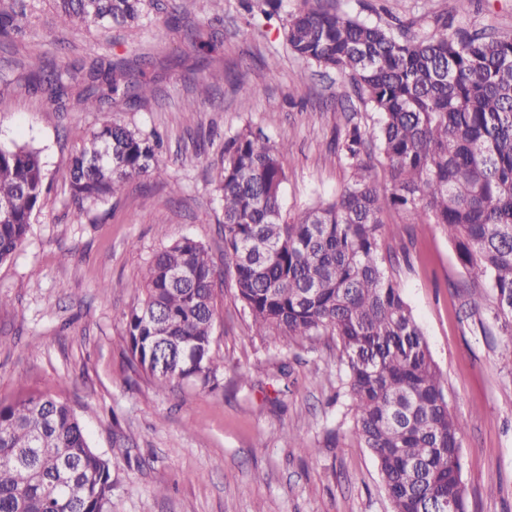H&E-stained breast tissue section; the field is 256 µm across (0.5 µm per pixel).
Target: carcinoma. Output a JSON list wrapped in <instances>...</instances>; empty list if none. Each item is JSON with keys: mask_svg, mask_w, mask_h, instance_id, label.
<instances>
[{"mask_svg": "<svg viewBox=\"0 0 512 512\" xmlns=\"http://www.w3.org/2000/svg\"><path fill=\"white\" fill-rule=\"evenodd\" d=\"M66 24L87 28L138 23L153 0H55ZM288 14L285 38L300 60L333 71L378 116L348 126L336 154L348 180L331 200L290 216L278 145L245 127L224 142L217 190L223 202L224 275L258 335L293 340L337 337L346 356L352 434L370 449L391 512H466L461 479L464 421L452 414L439 370L383 251L389 210L411 224H437L454 243L473 288H488L494 315L512 326V37L484 30L395 37L338 9L305 0ZM23 0L0 9V38L19 34ZM92 93H118L112 67L91 69ZM63 72L40 67L35 90L63 102ZM390 186L371 178L373 152ZM161 172L157 144L125 126L103 124L73 159L72 202L79 208L118 194L124 183ZM44 199L40 151L0 145V263L26 238ZM213 260L183 237L156 252L141 299L124 314L132 362L165 391L207 386L217 288ZM175 358L174 377L154 362ZM112 459L90 445L65 402L31 392L0 403V512H108Z\"/></svg>", "mask_w": 512, "mask_h": 512, "instance_id": "cac0c4a2", "label": "carcinoma"}]
</instances>
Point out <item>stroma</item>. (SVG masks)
Returning <instances> with one entry per match:
<instances>
[{
    "mask_svg": "<svg viewBox=\"0 0 512 512\" xmlns=\"http://www.w3.org/2000/svg\"><path fill=\"white\" fill-rule=\"evenodd\" d=\"M394 35L427 30L438 15L457 26L512 36V0H337ZM283 0L265 19V0H155L148 18L92 33L65 27L53 0H27V21L0 43V144L39 150L46 193L29 234L0 263V402L41 392L66 402L88 438L112 460V512H390L371 451L353 436L344 354L334 336L294 341L254 335L224 284L211 354L214 386L157 392L124 351L123 315L155 252L183 237L224 263L217 177L224 140L243 127L284 142L282 203L294 214L340 192L348 172L334 151L344 133L341 81L295 58L286 44ZM197 28L198 52L170 15ZM67 69L62 104L33 91L35 56ZM120 85L149 82L138 107L125 96L89 111L93 62ZM276 78H269V70ZM247 86L258 94L244 95ZM197 109L183 111L186 100ZM159 142L161 177L128 180L116 197L76 208L71 158L103 122ZM384 244L395 275L444 380L461 439L467 512H512V368L499 360L512 329L494 320L489 289L469 288L447 233L389 212ZM296 435L316 450L287 446Z\"/></svg>",
    "mask_w": 512,
    "mask_h": 512,
    "instance_id": "35a3bbf8",
    "label": "stroma"
}]
</instances>
